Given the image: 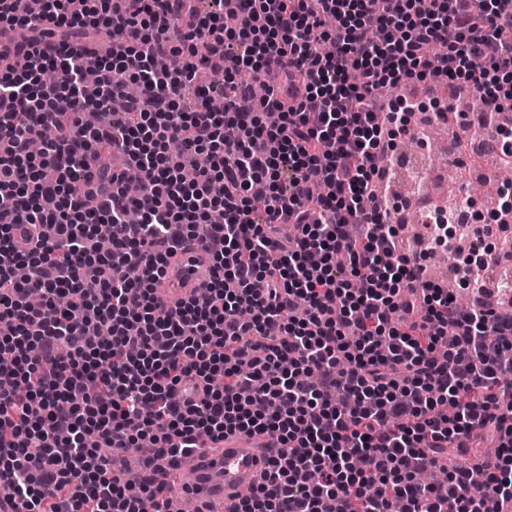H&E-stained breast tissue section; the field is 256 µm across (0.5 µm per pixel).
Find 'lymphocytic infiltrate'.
<instances>
[{
	"instance_id": "1",
	"label": "lymphocytic infiltrate",
	"mask_w": 512,
	"mask_h": 512,
	"mask_svg": "<svg viewBox=\"0 0 512 512\" xmlns=\"http://www.w3.org/2000/svg\"><path fill=\"white\" fill-rule=\"evenodd\" d=\"M0 0V487L22 512H154L110 455L191 453L200 437L279 447L240 512H491L512 500V193L493 224L427 225L406 253L383 185L429 112L512 159V0ZM110 42L50 54L47 39ZM221 85L183 92L199 68ZM248 69L265 92L236 80ZM450 80L480 124L400 87ZM113 123L144 174L112 197L88 171ZM264 212L263 223L253 216ZM208 237L200 297L160 308L168 258ZM448 254L451 291L423 274ZM201 401H193L196 389ZM493 468L422 486L448 448Z\"/></svg>"
}]
</instances>
